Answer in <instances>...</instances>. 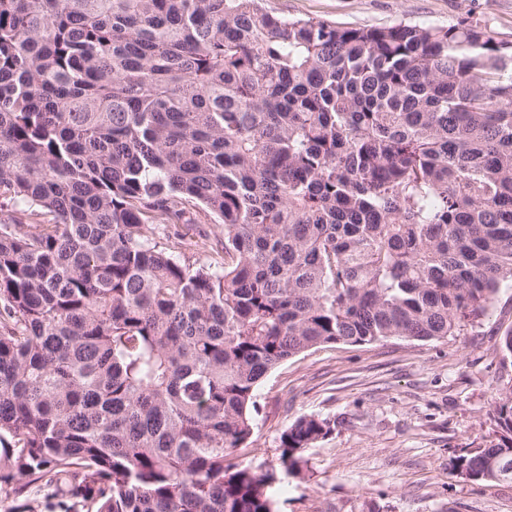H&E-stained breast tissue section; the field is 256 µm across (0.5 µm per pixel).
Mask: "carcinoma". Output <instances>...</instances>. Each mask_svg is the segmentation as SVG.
I'll list each match as a JSON object with an SVG mask.
<instances>
[{
  "label": "carcinoma",
  "mask_w": 512,
  "mask_h": 512,
  "mask_svg": "<svg viewBox=\"0 0 512 512\" xmlns=\"http://www.w3.org/2000/svg\"><path fill=\"white\" fill-rule=\"evenodd\" d=\"M0 486L62 512H275L235 461L278 365L444 339L512 281V43L262 0H0ZM195 211L220 261L148 235ZM36 224L39 230L26 228ZM512 369V329L499 340ZM451 460L512 483V386ZM336 422L303 416L280 462Z\"/></svg>",
  "instance_id": "1"
}]
</instances>
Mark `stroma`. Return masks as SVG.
I'll list each match as a JSON object with an SVG mask.
<instances>
[{
    "instance_id": "obj_1",
    "label": "stroma",
    "mask_w": 512,
    "mask_h": 512,
    "mask_svg": "<svg viewBox=\"0 0 512 512\" xmlns=\"http://www.w3.org/2000/svg\"><path fill=\"white\" fill-rule=\"evenodd\" d=\"M272 14L348 27L486 25L512 43V0H264ZM151 236L177 259L213 263L224 233L211 223L157 224ZM512 328V284L488 317L439 341L389 338L328 344L271 370L239 462L275 466L279 438L303 416L336 427L282 475L276 512H512V484L473 482L449 467L489 438L487 411L502 391L498 343Z\"/></svg>"
}]
</instances>
